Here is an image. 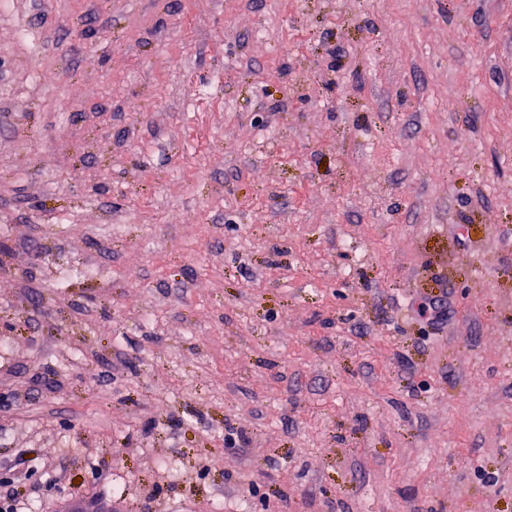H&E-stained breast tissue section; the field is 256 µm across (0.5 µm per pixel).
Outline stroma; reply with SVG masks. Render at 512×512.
<instances>
[{
    "label": "stroma",
    "instance_id": "35a3bbf8",
    "mask_svg": "<svg viewBox=\"0 0 512 512\" xmlns=\"http://www.w3.org/2000/svg\"><path fill=\"white\" fill-rule=\"evenodd\" d=\"M5 467L31 512H512V0H10Z\"/></svg>",
    "mask_w": 512,
    "mask_h": 512
}]
</instances>
